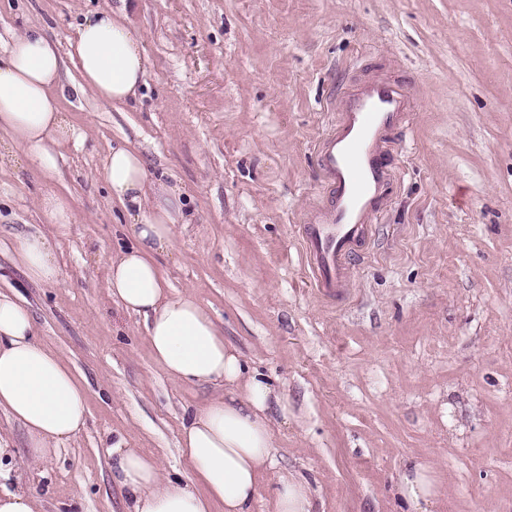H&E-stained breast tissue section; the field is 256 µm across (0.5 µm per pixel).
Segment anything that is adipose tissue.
Instances as JSON below:
<instances>
[{
	"label": "adipose tissue",
	"mask_w": 512,
	"mask_h": 512,
	"mask_svg": "<svg viewBox=\"0 0 512 512\" xmlns=\"http://www.w3.org/2000/svg\"><path fill=\"white\" fill-rule=\"evenodd\" d=\"M131 7L124 0L121 10L85 16L65 56L37 25L0 49V134L10 152L30 157L49 176L58 174L63 149L78 139L61 109L66 58L79 63L77 92H91L112 106L137 96L147 58L140 33L123 20ZM104 172L128 218L131 239L108 263L113 300L143 318L152 357L172 381L221 389L183 418L178 448L189 477L164 475L156 456L120 438L112 442V479L126 492L124 512H253L263 473L276 460L272 411H287L288 404L225 341L209 309L191 294L173 293L159 269L158 256L172 250L177 225L188 220L181 185L168 173L152 172L140 152L124 146L112 149ZM11 261L33 284L55 283L61 274L55 244L40 232L21 238ZM0 413L19 424L35 463L57 458L88 417L83 385L41 342L29 306L16 291L0 293ZM396 490L407 512H429L440 483L432 466L415 462L400 475ZM314 509L309 481L278 476L273 512Z\"/></svg>",
	"instance_id": "1"
}]
</instances>
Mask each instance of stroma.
I'll return each instance as SVG.
<instances>
[{"label":"stroma","mask_w":512,"mask_h":512,"mask_svg":"<svg viewBox=\"0 0 512 512\" xmlns=\"http://www.w3.org/2000/svg\"><path fill=\"white\" fill-rule=\"evenodd\" d=\"M119 5L0 0V48L44 25L68 53L84 14ZM128 23L147 57L139 100L75 93L67 61L61 106L79 140L59 175L28 158L0 165V252L40 228L62 269L33 285L0 256V290H20L87 388L86 427L52 462L28 465L0 414L39 512H123L119 436L189 476L183 410L216 393L170 380L142 318L109 294L106 263L128 238L103 168L126 142L186 192L190 221L159 257L172 287L288 400L254 512H272L281 472L311 482L315 512H405L396 482L414 461L439 476L434 512H512V0H139ZM378 74L413 105L396 138L398 190L351 260L350 287L323 298L299 229L324 194L314 146L335 102ZM48 191L70 200L73 223L43 224Z\"/></svg>","instance_id":"1"}]
</instances>
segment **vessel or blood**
<instances>
[{
  "label": "vessel or blood",
  "mask_w": 512,
  "mask_h": 512,
  "mask_svg": "<svg viewBox=\"0 0 512 512\" xmlns=\"http://www.w3.org/2000/svg\"><path fill=\"white\" fill-rule=\"evenodd\" d=\"M403 90L381 77L355 89L317 149V163L333 187L329 204L314 206L303 226L313 288L327 297L351 282L350 258L372 237L396 183L390 132L407 121Z\"/></svg>",
  "instance_id": "b4317fda"
}]
</instances>
